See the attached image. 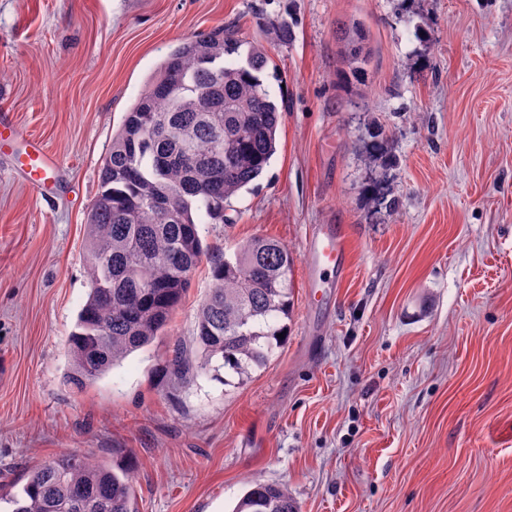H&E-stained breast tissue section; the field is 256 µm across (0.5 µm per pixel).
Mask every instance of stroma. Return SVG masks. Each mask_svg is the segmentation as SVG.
<instances>
[{
    "instance_id": "1",
    "label": "stroma",
    "mask_w": 512,
    "mask_h": 512,
    "mask_svg": "<svg viewBox=\"0 0 512 512\" xmlns=\"http://www.w3.org/2000/svg\"><path fill=\"white\" fill-rule=\"evenodd\" d=\"M356 23L372 55L354 72ZM222 26L265 47L286 110L265 173L199 231L223 253L288 247V337L242 384L180 383L205 263L160 336L76 389L112 134L174 46ZM2 112L60 167L42 196L0 161V512L74 451L128 468L139 512H233L252 480L299 512H512V0H0ZM377 124L394 167L366 152ZM322 224L347 269L311 288ZM342 41L346 43L347 57L352 63H364L369 57V51L364 46L365 36L360 25H355L352 29L341 30Z\"/></svg>"
}]
</instances>
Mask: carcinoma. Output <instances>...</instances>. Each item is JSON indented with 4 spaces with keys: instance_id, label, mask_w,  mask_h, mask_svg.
<instances>
[{
    "instance_id": "obj_1",
    "label": "carcinoma",
    "mask_w": 512,
    "mask_h": 512,
    "mask_svg": "<svg viewBox=\"0 0 512 512\" xmlns=\"http://www.w3.org/2000/svg\"><path fill=\"white\" fill-rule=\"evenodd\" d=\"M347 57L364 63L362 28L341 30ZM217 28L180 42L150 79L112 136L98 195L86 218L91 290L67 340L68 381L81 387L148 345L168 325L203 258L212 284L193 329L198 363L174 350L173 373L187 383L224 371L242 383L266 367L288 333L292 253L257 237L227 258L203 243L202 218L262 176L277 152L280 105L264 83L269 57ZM160 197L171 209L156 205ZM11 512H139L131 472L70 453L28 475ZM235 512H298L284 485L254 482Z\"/></svg>"
}]
</instances>
